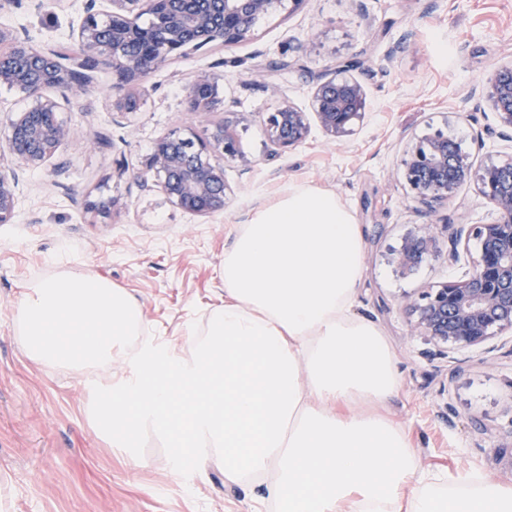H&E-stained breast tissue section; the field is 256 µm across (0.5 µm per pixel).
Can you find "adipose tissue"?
<instances>
[{
    "mask_svg": "<svg viewBox=\"0 0 512 512\" xmlns=\"http://www.w3.org/2000/svg\"><path fill=\"white\" fill-rule=\"evenodd\" d=\"M359 224L334 194L297 187L259 207L224 256V302L183 352L145 333L139 305L106 279L29 283L21 341L41 365L105 368L90 414L110 447L143 433L172 458L216 462L277 512H512V487L429 476L391 421L364 411L399 387L385 338L351 315ZM459 488L447 496L445 486Z\"/></svg>",
    "mask_w": 512,
    "mask_h": 512,
    "instance_id": "obj_1",
    "label": "adipose tissue"
}]
</instances>
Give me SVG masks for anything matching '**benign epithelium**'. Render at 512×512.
Wrapping results in <instances>:
<instances>
[{"label":"benign epithelium","instance_id":"7a95c632","mask_svg":"<svg viewBox=\"0 0 512 512\" xmlns=\"http://www.w3.org/2000/svg\"><path fill=\"white\" fill-rule=\"evenodd\" d=\"M282 5L283 0H84L77 32L63 48H37L25 34L0 30V83L20 89L29 100L9 120L5 154L10 162L0 161V224L15 217L18 170L43 167L71 137L49 91L67 101L79 98L90 90L93 72L110 69L115 77L112 111L137 112L151 74L189 50L226 48L250 39L256 21ZM144 12L158 17L160 28L131 34ZM354 66L351 60L341 61L317 80L313 111L334 138L345 135L365 108L361 85L345 76ZM488 83L492 111L499 125L512 132V62L496 68ZM217 103L214 77L197 76L186 89L183 111L197 117L202 131L171 130L156 141L137 174L150 176L174 206L203 217L224 211V163L241 158L236 124L211 119ZM266 131L274 145L289 150L305 140L307 115L285 102L267 116ZM401 175L414 197L430 207L472 182L497 212L489 224L454 225L444 252L432 224L419 225L392 250L391 263L403 273L429 254L461 270L442 286L404 302L415 316L411 334L438 346L470 348L484 344L497 329L512 330V160L477 170L461 144L437 129L409 146ZM115 206L110 196L86 203L96 215H109ZM472 239L478 243L473 263L466 254Z\"/></svg>","mask_w":512,"mask_h":512}]
</instances>
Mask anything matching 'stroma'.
Here are the masks:
<instances>
[{
    "instance_id": "stroma-1",
    "label": "stroma",
    "mask_w": 512,
    "mask_h": 512,
    "mask_svg": "<svg viewBox=\"0 0 512 512\" xmlns=\"http://www.w3.org/2000/svg\"><path fill=\"white\" fill-rule=\"evenodd\" d=\"M81 0H23L0 10V28L35 47L68 42ZM343 59L365 94L349 135L310 120L306 139L283 150L266 134L268 112L290 102L312 112L318 76ZM512 61V0H304L260 20L252 38L202 49L147 80L139 112L111 109V71L65 103L72 131L43 168L20 174L17 215L0 224V512H275L256 484L232 481L218 464L173 460L164 439L146 435L133 466L109 448L86 412L90 387L74 367L37 365L19 338V301L31 281L67 272L99 276L138 302L148 333L183 343L204 329L224 299V255L260 206L310 186L335 193L363 230V273L352 312L373 321L394 355L400 387L382 407L406 434L424 472L512 484V333L448 349L411 335L404 296L449 280L442 259L412 274L389 261L408 231L432 224L446 242L452 224H487L492 204L473 185L429 208L406 187L399 164L408 143L447 128L475 166L512 158L487 97L488 74ZM218 85L220 110L238 120L244 161L224 165L223 212L201 218L172 205L133 174L156 140L196 130L183 96L197 75ZM91 136L101 137L94 148ZM117 205L102 218L86 200Z\"/></svg>"
}]
</instances>
